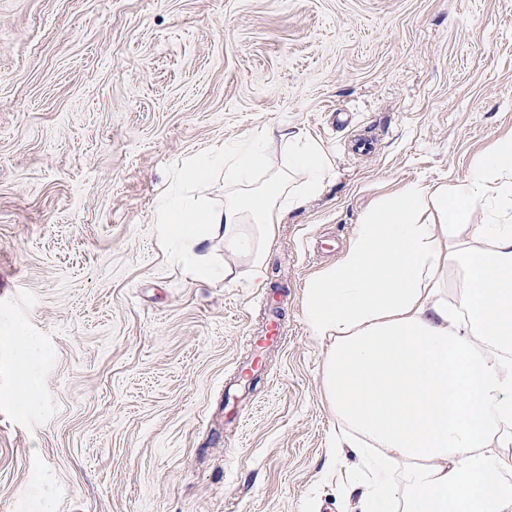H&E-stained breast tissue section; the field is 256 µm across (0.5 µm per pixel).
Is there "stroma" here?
<instances>
[{
  "instance_id": "stroma-1",
  "label": "stroma",
  "mask_w": 512,
  "mask_h": 512,
  "mask_svg": "<svg viewBox=\"0 0 512 512\" xmlns=\"http://www.w3.org/2000/svg\"><path fill=\"white\" fill-rule=\"evenodd\" d=\"M284 131L326 153L322 195L262 286L220 240L233 274L190 279L156 222L177 170L261 134L285 167ZM511 134L512 0H0V512H362L306 285Z\"/></svg>"
}]
</instances>
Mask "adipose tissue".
Here are the masks:
<instances>
[{
	"label": "adipose tissue",
	"mask_w": 512,
	"mask_h": 512,
	"mask_svg": "<svg viewBox=\"0 0 512 512\" xmlns=\"http://www.w3.org/2000/svg\"><path fill=\"white\" fill-rule=\"evenodd\" d=\"M287 141L284 171L252 139L182 168L184 191L163 202L158 222L192 279L210 275L204 249L220 239L262 282L268 242L287 213L322 192L328 168L304 135ZM218 170L229 189L220 205L203 192ZM292 173L301 178L294 190ZM479 207L490 249L451 244L449 226L472 224ZM304 317L328 343L324 397L365 462L376 512H512V465L487 446L492 435L512 446V137L464 180L406 184L367 213L339 261L309 281ZM398 465L404 480L390 483Z\"/></svg>",
	"instance_id": "obj_1"
}]
</instances>
